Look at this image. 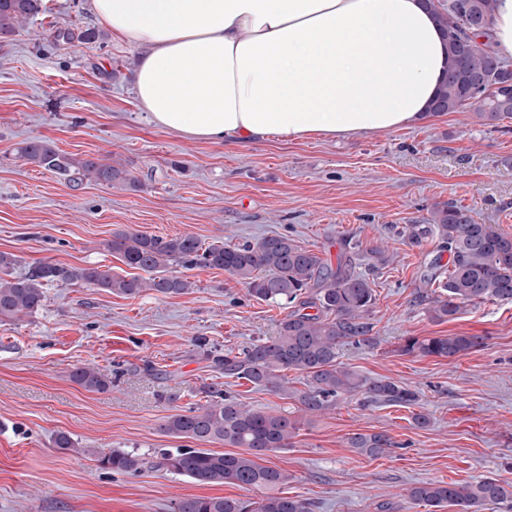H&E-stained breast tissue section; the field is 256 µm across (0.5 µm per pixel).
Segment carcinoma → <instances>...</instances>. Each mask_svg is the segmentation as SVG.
<instances>
[{
  "instance_id": "obj_1",
  "label": "carcinoma",
  "mask_w": 512,
  "mask_h": 512,
  "mask_svg": "<svg viewBox=\"0 0 512 512\" xmlns=\"http://www.w3.org/2000/svg\"><path fill=\"white\" fill-rule=\"evenodd\" d=\"M497 0H448L447 7L433 5L441 32L448 43L451 65L448 78L430 106V113L472 112L481 124L494 129L512 119V66L490 50L491 26L478 31L472 20L492 21ZM40 0H0V35L15 32L39 13ZM21 156L50 171L71 172L77 180L108 185H133L122 166L93 158H70L43 138L24 143ZM437 238L440 251L449 255L448 276L442 291L432 298V318L443 322L464 307L512 302V234L499 232L479 221L472 210L452 202L437 204L427 224L409 226L408 241L419 246ZM108 249L139 275L120 276L109 269L39 263L14 276L17 259L0 253V319H19L37 310L45 299L44 286L54 282L69 287L93 284L113 293L133 296L145 289L162 294H182L192 282L169 273V268L197 266L222 269L259 300L289 306L277 335L259 340L247 349L212 357L224 376L245 379L255 386L286 391L284 370L305 375L307 388L291 393L307 413L321 412L342 395L361 394L370 402L404 407L420 405L417 391L382 379H367L338 362L341 346L348 342L373 346L368 313L376 296L372 282L354 270L347 257L328 263L287 235H272L245 244L203 246L192 234L166 238L119 231ZM315 313H310V310ZM483 345L479 336H411L401 352L421 357L455 359ZM71 381L95 391L109 386L98 368L74 370ZM166 433L195 442H222L247 452L226 454L207 448L161 449L151 466L185 476L201 485L231 484L242 489H274L288 482V472L257 462L260 455L287 448L299 430L298 421L286 414L248 408L224 395L210 392L207 405L176 414L163 425ZM354 452L371 458L383 456L397 443L385 433H355L348 438ZM102 468L135 474L146 461L133 451L95 452ZM415 505L439 512H485L492 505L512 506V485L494 477L473 483L422 482L407 489ZM176 512H314V503L300 497L271 494L259 502L231 497H187L176 503Z\"/></svg>"
}]
</instances>
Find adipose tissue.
<instances>
[{
    "label": "adipose tissue",
    "mask_w": 512,
    "mask_h": 512,
    "mask_svg": "<svg viewBox=\"0 0 512 512\" xmlns=\"http://www.w3.org/2000/svg\"><path fill=\"white\" fill-rule=\"evenodd\" d=\"M147 45L135 78L158 127L195 140H329L424 120L449 55L428 0H91Z\"/></svg>",
    "instance_id": "1"
}]
</instances>
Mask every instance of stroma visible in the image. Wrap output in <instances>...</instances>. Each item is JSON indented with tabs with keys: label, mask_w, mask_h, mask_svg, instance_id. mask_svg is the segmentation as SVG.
<instances>
[{
	"label": "stroma",
	"mask_w": 512,
	"mask_h": 512,
	"mask_svg": "<svg viewBox=\"0 0 512 512\" xmlns=\"http://www.w3.org/2000/svg\"><path fill=\"white\" fill-rule=\"evenodd\" d=\"M88 2L42 0L39 14L0 36V252L21 269L52 262L125 275L106 244L113 232L138 230L191 234L206 245L285 234L332 263L352 256L375 289L376 343L346 345L339 360L419 391L431 423L414 427V408L359 395L304 416L291 397L305 389L304 374L283 371L285 394L224 376L207 350L238 352L275 336L288 310L249 296L223 270L175 268L192 283L175 295L50 284L38 310L0 321V512H174L185 497L262 498L261 488L112 473L94 455L192 447L162 426L204 405L213 388L300 417L291 446L260 462L287 471L284 493L310 499L314 512H426L407 497L415 483H512V303L434 320L428 299L439 290L425 274L437 243L416 247L405 236L448 201L512 234V130L451 112L336 140L189 139L150 121L133 88L143 47L114 35ZM88 29L95 40H83ZM63 30L71 40L58 39ZM34 137L75 158L122 164L136 185L82 183L29 163L18 150ZM377 246L388 263L374 264ZM456 335L483 345L453 361L400 351L409 336ZM87 365L107 374L109 387L73 383L71 372ZM378 432L397 442L393 453L370 458L347 444L352 434ZM61 433L78 452L55 450Z\"/></svg>",
	"instance_id": "obj_1"
}]
</instances>
